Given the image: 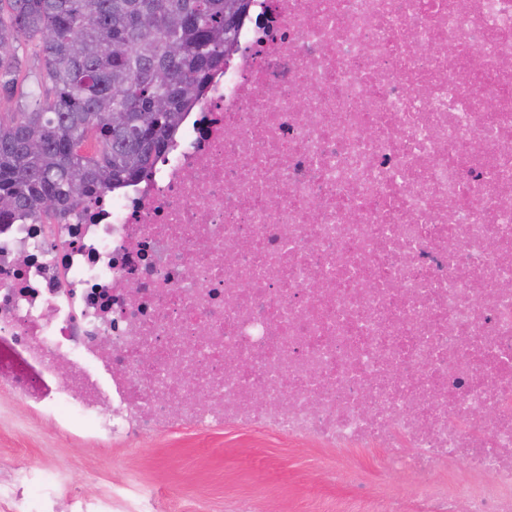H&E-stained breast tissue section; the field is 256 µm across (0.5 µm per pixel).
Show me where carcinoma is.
Masks as SVG:
<instances>
[{"mask_svg":"<svg viewBox=\"0 0 512 512\" xmlns=\"http://www.w3.org/2000/svg\"><path fill=\"white\" fill-rule=\"evenodd\" d=\"M247 2L0 0V97L15 94L23 46L35 43L41 63L16 112L0 119V224L64 217L146 175L235 42L226 17ZM115 112L125 127L112 126Z\"/></svg>","mask_w":512,"mask_h":512,"instance_id":"1","label":"carcinoma"}]
</instances>
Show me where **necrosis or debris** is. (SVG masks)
<instances>
[{"instance_id": "necrosis-or-debris-1", "label": "necrosis or debris", "mask_w": 512, "mask_h": 512, "mask_svg": "<svg viewBox=\"0 0 512 512\" xmlns=\"http://www.w3.org/2000/svg\"><path fill=\"white\" fill-rule=\"evenodd\" d=\"M0 391L102 446L241 429L415 477L313 512H512V0H252L147 177L0 224ZM40 481L0 458L8 512L209 509Z\"/></svg>"}]
</instances>
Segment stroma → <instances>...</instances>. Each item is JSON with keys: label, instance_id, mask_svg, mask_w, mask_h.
<instances>
[{"label": "stroma", "instance_id": "1", "mask_svg": "<svg viewBox=\"0 0 512 512\" xmlns=\"http://www.w3.org/2000/svg\"><path fill=\"white\" fill-rule=\"evenodd\" d=\"M328 452L275 437L238 431L204 435L159 432L145 437L135 459L122 446L101 447L60 434L29 410L0 393V456H15L37 469L62 473L88 495H95L130 469L138 470L167 497H197L224 512L225 499L248 498L259 512H306L309 501L346 498L363 490L409 493L414 480L399 473L378 483L373 451L339 452L343 476L326 484L321 467Z\"/></svg>", "mask_w": 512, "mask_h": 512}]
</instances>
